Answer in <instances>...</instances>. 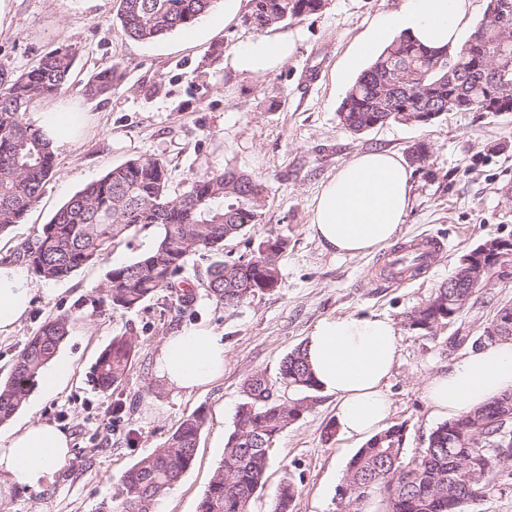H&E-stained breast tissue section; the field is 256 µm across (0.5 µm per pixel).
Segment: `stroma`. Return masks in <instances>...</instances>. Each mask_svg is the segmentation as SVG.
Returning <instances> with one entry per match:
<instances>
[{
    "label": "stroma",
    "instance_id": "obj_1",
    "mask_svg": "<svg viewBox=\"0 0 512 512\" xmlns=\"http://www.w3.org/2000/svg\"><path fill=\"white\" fill-rule=\"evenodd\" d=\"M402 2L327 0L318 14L284 28L296 42L294 55L277 73L257 80L231 65L234 51L257 36L239 14L193 42L178 32L143 42L124 33L115 0H6L0 71L18 75L57 47L78 49L64 92L33 102L26 122L61 106L86 113L88 125L70 151L56 155L57 173L24 221L0 233L1 257L33 241L71 196L108 170L148 156L165 160L174 196L188 192L207 171L232 168L261 177L267 197L258 221L225 244L224 257H250L270 237L287 247L279 259L282 288L233 311L199 288L183 314L161 296L131 311L93 313L89 300L106 272L149 252L158 236L154 227L129 233L100 264L46 283L24 321L12 334L0 335V378L46 319L70 317L71 332L57 352L72 366L70 379L51 396L33 387L13 421L66 429L72 457L43 490L14 487L0 496V512H95L101 501L121 502L123 472L200 409L207 423L195 461L156 506V512H197L234 429L245 382L258 373L276 378L284 357L305 345L326 317L377 315L395 323L398 358L386 386L392 401L388 422L405 424L407 453L426 446L442 417L427 405L424 382L471 351L496 309L512 305V281L481 288L434 338L410 329L406 316L430 299L470 250L491 238H512V112H451L425 125L391 123L359 135L346 130L337 112L348 89L337 76L374 21ZM218 43L222 55L209 60ZM107 67L120 75L112 93L85 97V83ZM418 142L427 145L430 158L414 172L402 234L439 237L445 250L424 273L392 284L370 274L378 252L342 256L313 237L312 202L353 155L390 149L404 157ZM188 327H207L224 338L223 375L189 393L155 373L163 339ZM122 335L136 339L137 353L119 389L99 391L91 381L95 361ZM118 399L135 401L136 408L116 424L112 406ZM335 415V398L320 394L312 410L273 441L267 482L251 512H273L275 490L284 481L298 489L292 512H344L338 488L359 444L340 434L325 439Z\"/></svg>",
    "mask_w": 512,
    "mask_h": 512
}]
</instances>
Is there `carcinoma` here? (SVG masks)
Listing matches in <instances>:
<instances>
[{
	"label": "carcinoma",
	"mask_w": 512,
	"mask_h": 512,
	"mask_svg": "<svg viewBox=\"0 0 512 512\" xmlns=\"http://www.w3.org/2000/svg\"><path fill=\"white\" fill-rule=\"evenodd\" d=\"M117 17L131 38L150 42L186 29L209 13L216 0H118ZM326 0H250L245 23L263 32L317 14ZM501 36L493 21L476 28L466 52L461 47L427 48L408 36L387 46L355 80L339 106V123L361 134L391 122L407 123L427 104L448 102V78L454 92L480 111L486 88L479 75L489 64ZM76 49H55L30 70L10 78L0 74V232L19 224L39 201L56 174L55 155L40 130L24 121L29 105L55 97L71 77ZM116 69H104L84 87L90 97L112 92ZM498 111L512 112V69L497 93ZM267 187L234 170L211 171L193 181L191 190L173 197L167 165L158 157H138L107 171L74 194L42 225L19 258L39 278L52 282L93 266L129 232L156 227L154 247L136 260L115 266L95 291L94 309L134 310L148 298L167 293L180 309L196 299L183 280L187 260L206 253L212 261L202 286L226 310H235L258 293L282 287L279 257L286 243L269 238L249 258L224 260V243L245 235L264 206ZM478 286L442 284L433 296L407 315L412 330L436 336L448 327V312L475 295ZM71 330L70 318L46 320L16 356L10 375L0 381V424L24 405L42 370L54 358ZM135 340L115 337L99 354L93 381L101 391L123 383L135 356ZM319 387L304 348L287 354L279 376L271 381L255 374L244 384L224 456L198 503V512H249L262 491L274 439L308 413ZM512 416V393L477 410L439 423L425 448L405 453L406 426L394 424L367 440L348 462L341 499L348 512H362L374 494L382 512H468L471 503L493 488L496 469L512 462L497 446L501 425L491 420ZM200 410L186 416L163 446L133 463L122 475L125 498L103 501L96 512H155V506L194 463L206 425ZM296 486L285 481L275 496L274 512H288Z\"/></svg>",
	"instance_id": "carcinoma-1"
}]
</instances>
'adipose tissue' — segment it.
Returning <instances> with one entry per match:
<instances>
[{
  "mask_svg": "<svg viewBox=\"0 0 512 512\" xmlns=\"http://www.w3.org/2000/svg\"><path fill=\"white\" fill-rule=\"evenodd\" d=\"M472 0H404L381 16L354 53L377 57L381 49L409 35L430 48L459 44L468 30ZM294 52L288 38L268 33L247 41L231 58L235 70L263 79ZM86 123L81 112H45L37 122L52 149L72 146ZM412 169L394 152L373 150L343 162L314 200L310 229L334 252L363 255L398 238L411 206ZM39 283L26 265L0 261V335L26 317ZM394 323L379 316L321 319L307 339L308 363L322 392L336 399L341 434L363 440L390 413L385 391L397 358ZM157 374L181 390L204 386L224 371V338L207 328L183 330L164 339L155 359ZM512 391V341L474 349L433 376L425 397L435 413L458 416ZM71 438L47 422L17 426L0 434V487L38 491L52 483L70 458Z\"/></svg>",
  "mask_w": 512,
  "mask_h": 512,
  "instance_id": "adipose-tissue-1",
  "label": "adipose tissue"
}]
</instances>
